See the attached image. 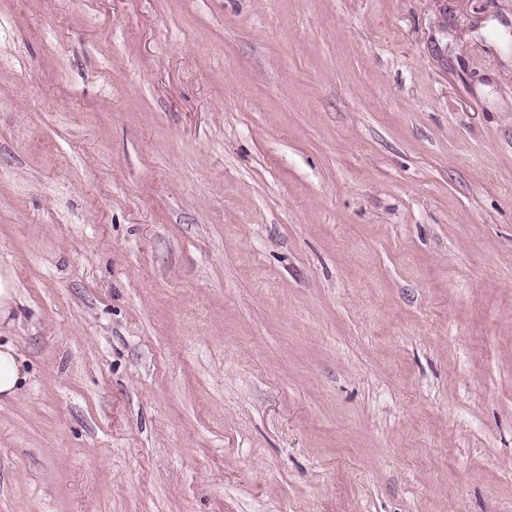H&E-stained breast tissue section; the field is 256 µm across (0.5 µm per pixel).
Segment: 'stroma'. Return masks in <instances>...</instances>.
<instances>
[{
  "label": "stroma",
  "mask_w": 512,
  "mask_h": 512,
  "mask_svg": "<svg viewBox=\"0 0 512 512\" xmlns=\"http://www.w3.org/2000/svg\"><path fill=\"white\" fill-rule=\"evenodd\" d=\"M0 512H512V0H0ZM16 283L8 269H0V316L7 315L15 303ZM29 374L11 343H0V401L13 399L27 383Z\"/></svg>",
  "instance_id": "obj_1"
}]
</instances>
